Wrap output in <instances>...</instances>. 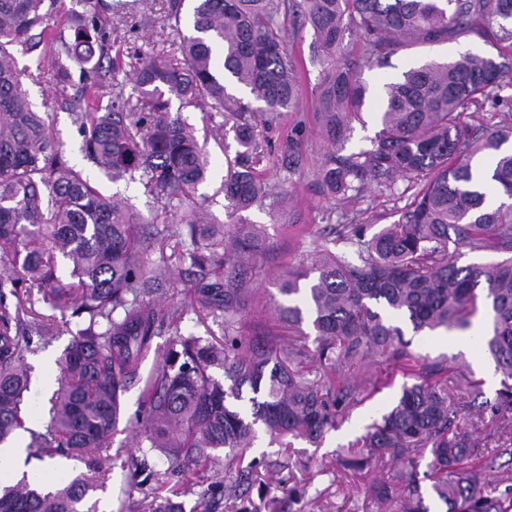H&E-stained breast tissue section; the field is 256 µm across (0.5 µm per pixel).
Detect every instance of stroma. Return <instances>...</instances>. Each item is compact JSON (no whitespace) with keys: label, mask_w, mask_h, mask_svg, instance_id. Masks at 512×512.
<instances>
[{"label":"stroma","mask_w":512,"mask_h":512,"mask_svg":"<svg viewBox=\"0 0 512 512\" xmlns=\"http://www.w3.org/2000/svg\"><path fill=\"white\" fill-rule=\"evenodd\" d=\"M112 37L130 50L150 53L158 61L170 50L168 43L162 41L157 27L149 26L138 17L117 26ZM310 43L311 35L306 30L300 32L294 41V51L306 72L305 94L299 106L284 121L269 127L262 124L257 127L265 153L273 154L279 151L294 124H301L304 160L301 167L292 173L273 167L266 160L260 164L271 185L289 190L291 196L297 199L298 204L290 220L272 218L267 210L258 208L244 214L247 221L265 225L267 229V250L256 260L253 300L245 316L246 324L251 328L260 326L273 314V301L279 296L278 278L285 270L305 265L312 254L326 250L337 253L343 248L333 229L321 220L329 200L312 177L324 142L311 108V91L317 83L319 69L312 61ZM468 49L489 54L494 51L493 46L482 40L463 36L448 43L403 51L393 57L391 67L365 72L364 78L371 88L376 89L420 61L432 59L444 62ZM55 56V44L44 41L30 55L21 58L25 64L33 59L40 60L43 66V82L27 83L22 87L23 93L35 106H42L46 99L55 95ZM172 108L181 112L183 118L195 126L198 139L206 143L211 161L210 173L207 181L199 186L198 194L206 199L205 210L209 217L220 223L225 222V200L221 187L227 173V164L235 158L239 149L234 134L226 132L224 141H215L211 139L209 130L212 126L225 123V116L207 112L200 107L184 108L177 102L173 103ZM48 122L56 139L62 144L70 165L82 170L104 194L121 193L130 197L142 213H149L148 198L140 184L111 183L86 160L82 140L64 104H55L49 112ZM409 201L406 195L392 196L377 191L368 193L363 203L366 214L362 221L366 235H373L385 225L396 221L399 210ZM399 324L415 356L430 360L444 356L456 358L464 371L472 373L475 379H482V372L477 370L465 353L446 346L444 333L422 336L414 333L409 320L400 319ZM69 341V335H62L48 348L28 355L27 360L34 368L32 400L36 406H43L55 388L59 375L56 361ZM358 374L366 382L363 402L338 420L335 429L326 434L320 446L296 443L295 451L301 459L300 465L270 472L264 486L252 488L250 492L255 505L274 499L289 504L290 512H370L372 505L365 489L379 476V469L371 468L356 475L351 474L338 464L337 453L354 443L364 434L372 420L380 418L381 414L391 408L400 395L405 378L400 370L382 364L359 367ZM295 482L306 484L307 490L305 497L292 503L288 500V489ZM143 498V489L117 470L107 484L100 508L102 512H135Z\"/></svg>","instance_id":"stroma-1"}]
</instances>
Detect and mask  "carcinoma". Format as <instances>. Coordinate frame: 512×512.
I'll return each instance as SVG.
<instances>
[{
    "mask_svg": "<svg viewBox=\"0 0 512 512\" xmlns=\"http://www.w3.org/2000/svg\"><path fill=\"white\" fill-rule=\"evenodd\" d=\"M59 2L0 0V445L21 441L29 460H73L86 472L0 486V512H98L93 493L117 466L148 487L143 512H182L189 495L222 497L228 512H261L247 497L262 482L260 464L242 466L256 426L284 449L296 440L319 445L359 403L363 385L352 367L368 362L421 375L339 453L347 470L372 461L384 468L368 486L376 512H430L423 479L445 512H512V485L497 476L512 466V203L493 204L478 179L493 161L491 193L512 200V117L487 111L504 103L500 89L512 76V0H192L190 35L180 29L184 0H165L162 23L177 46L162 65L139 57L130 74L112 24L148 0H76L83 10L67 16L72 38L55 37L65 58L56 83L66 89L70 68L79 69L82 86L63 102L84 155L108 180L140 183L151 219L69 166L22 93L23 81H40L43 70L38 62L20 67L17 57L42 41ZM303 29L320 66L312 107L326 143L313 177L335 201L326 219L338 216L336 237L354 253L318 254L284 272L278 292L288 303L276 304V314L296 332L256 337L245 333L244 313L260 230L242 213L275 214L286 197L256 169V120L272 123L299 104L304 74L289 43ZM460 35L495 44L497 54L426 61L376 95L363 79L404 49ZM230 85L248 99L229 94ZM374 95L378 130L348 151L353 123H364ZM203 99L234 119L240 147L224 178L225 225L203 217L195 193L210 156L195 128L171 112L174 100ZM302 160L301 140L288 137L278 165L293 172ZM374 189L410 192L412 201L367 239L354 204ZM168 241L189 262L192 286L162 304L156 297L173 283V267L163 255L150 266L145 254ZM462 248L493 259L461 266ZM60 261L69 263L66 288L56 287ZM480 297L488 324L476 348L500 374L492 400L482 382L455 375L448 358L415 357L396 323L405 317L416 333L464 331ZM191 315L221 335L190 330ZM64 332L72 340L58 360L49 418L29 427L26 355ZM151 355L159 363L142 393L137 450L112 454L124 393ZM467 420L501 433V444L479 448L462 430ZM150 453L166 459L164 472L149 465ZM213 466L224 468V480L206 485L197 469Z\"/></svg>",
    "mask_w": 512,
    "mask_h": 512,
    "instance_id": "cac0c4a2",
    "label": "carcinoma"
}]
</instances>
